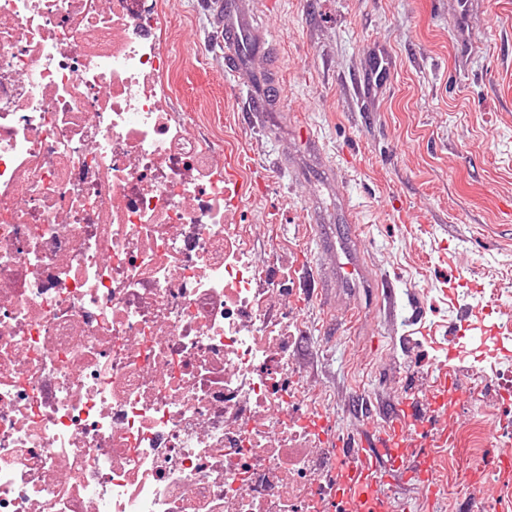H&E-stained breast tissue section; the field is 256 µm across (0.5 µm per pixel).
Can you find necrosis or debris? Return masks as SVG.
<instances>
[{"label": "necrosis or debris", "mask_w": 512, "mask_h": 512, "mask_svg": "<svg viewBox=\"0 0 512 512\" xmlns=\"http://www.w3.org/2000/svg\"><path fill=\"white\" fill-rule=\"evenodd\" d=\"M147 0H0V512H379L291 362L302 327L224 142L177 119ZM463 382L512 411V359ZM512 512V482L452 491Z\"/></svg>", "instance_id": "4bbe7bcc"}]
</instances>
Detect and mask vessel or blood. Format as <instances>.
I'll return each instance as SVG.
<instances>
[{"instance_id":"b4317fda","label":"vessel or blood","mask_w":512,"mask_h":512,"mask_svg":"<svg viewBox=\"0 0 512 512\" xmlns=\"http://www.w3.org/2000/svg\"><path fill=\"white\" fill-rule=\"evenodd\" d=\"M248 41V31L233 16H226L224 64L227 68H236ZM336 260L339 278L344 285L359 288L367 282L366 270L359 255L346 242H337ZM475 314V309L469 307L459 310L455 328L448 335L446 359L430 370L433 386L440 390L443 403L451 413L456 412L467 398L457 382L454 362L458 357L457 340L470 328ZM411 415L412 411L408 408L394 414L383 432L371 434L365 447L355 449L350 456L349 467L341 472L337 480L338 486L352 487L364 494L378 484L389 482L399 472L430 478L434 467V449L447 444L448 434L439 431L433 433L432 437H425ZM401 438L412 442L414 455L407 456L395 449V442Z\"/></svg>"}]
</instances>
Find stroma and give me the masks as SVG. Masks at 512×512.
Here are the masks:
<instances>
[{"mask_svg":"<svg viewBox=\"0 0 512 512\" xmlns=\"http://www.w3.org/2000/svg\"><path fill=\"white\" fill-rule=\"evenodd\" d=\"M233 1L252 43L228 72L226 0H158L169 83L178 114L229 144L257 259L288 246L285 300L306 334L295 364L325 399L328 435L360 442L404 403L437 424L427 368L454 304L481 307L483 326L512 321V0ZM377 55L390 78L360 92ZM253 95L267 104L260 130ZM340 238L373 287H337ZM472 276L495 288L492 310ZM473 417L497 423L477 399L461 406L447 486L477 474ZM446 488L427 498L398 476L378 491L454 512Z\"/></svg>","mask_w":512,"mask_h":512,"instance_id":"35a3bbf8","label":"stroma"}]
</instances>
